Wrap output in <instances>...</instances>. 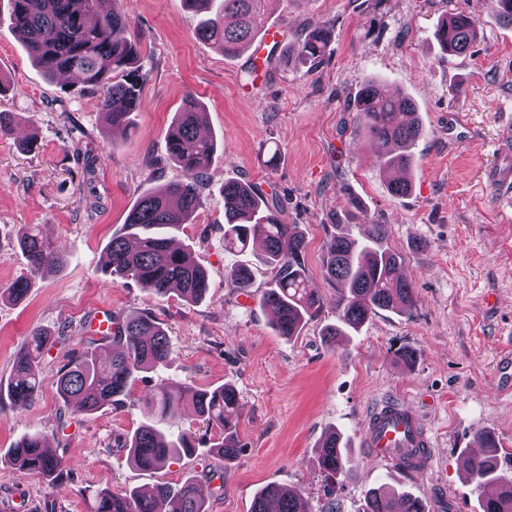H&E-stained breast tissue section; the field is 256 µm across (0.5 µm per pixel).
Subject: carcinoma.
Masks as SVG:
<instances>
[{
  "label": "carcinoma",
  "mask_w": 512,
  "mask_h": 512,
  "mask_svg": "<svg viewBox=\"0 0 512 512\" xmlns=\"http://www.w3.org/2000/svg\"><path fill=\"white\" fill-rule=\"evenodd\" d=\"M495 17L512 26V0H489ZM181 7L199 16L196 36L216 45L226 58H234L258 38V20L274 0H180ZM12 29L29 50L32 59L48 78L64 72L81 77L84 90L95 95L105 123L125 127L131 113L142 104L140 75L134 64L139 43L127 37V23L119 0H9ZM479 21L465 12L445 17L434 32L436 41L449 55H465L478 40ZM333 30L323 27L309 32L297 47V56L317 64L328 53ZM356 129L372 140L376 161L389 173L407 170L413 149L425 135L413 101L403 92L387 95L377 81L362 85L355 96ZM202 112L192 95H187L167 131L168 157L181 177L165 191H146L130 209L125 234L112 237L106 249L104 272L136 282L152 298H164L176 291L190 302L202 299L208 289L206 272L184 249L170 246L165 230L187 224L202 206L199 184L216 152L212 137L198 133ZM336 232L325 243L324 268L336 282L337 324L325 332L336 341L358 331L381 310H407L415 303L413 285L400 277L402 256L387 245L385 224H371L362 236L353 225L336 224ZM20 246L29 263L28 276L9 288L16 299L26 295L29 278L61 266L63 256L53 248L37 225L24 228ZM307 243L296 224H287L275 196H266L254 186L228 180L224 183V250L244 253L258 251L264 263L277 269L272 286L262 296L274 311L271 325L280 335H299L308 320L321 309V298L310 287L303 262ZM227 276L242 291L252 284L248 265L237 263ZM49 336L40 328L30 331L17 355L7 385L0 386L12 404L26 406L39 395V366ZM173 356L167 331L143 311L112 317V347L86 350L59 371L57 393L68 402L80 399L82 411L94 413L117 407L131 392L142 374L166 366ZM191 401L197 415L209 427L222 431L213 451L226 461L238 454V393L231 385L211 389L166 387L146 398L158 418L142 424L124 442L133 463L143 471L156 470L196 447L190 430L178 434L170 428L181 419V406ZM483 451L468 461V475L474 484L480 512H512L500 496L501 486L512 487L497 454L495 435L483 428L474 431ZM339 432L329 433L321 444L319 467L326 481L348 477L355 463L347 448L339 445ZM9 461L23 472L38 473L49 482L61 479L66 470L50 455L39 432L23 435L8 450ZM299 494L286 485L265 486L255 497L251 512H302ZM422 500L389 483L371 489L363 512H423ZM94 512H207L194 481L175 486L160 483L134 487L124 492L102 490L95 496Z\"/></svg>",
  "instance_id": "obj_1"
}]
</instances>
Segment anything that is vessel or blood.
Wrapping results in <instances>:
<instances>
[{
    "mask_svg": "<svg viewBox=\"0 0 512 512\" xmlns=\"http://www.w3.org/2000/svg\"><path fill=\"white\" fill-rule=\"evenodd\" d=\"M495 152L501 164L486 173L483 185L491 193L512 200V138L498 140ZM363 444L374 459L403 472L424 471L433 458L434 437L426 420L400 399L378 403L370 411Z\"/></svg>",
    "mask_w": 512,
    "mask_h": 512,
    "instance_id": "1",
    "label": "vessel or blood"
}]
</instances>
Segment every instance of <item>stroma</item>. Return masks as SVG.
Instances as JSON below:
<instances>
[{
  "mask_svg": "<svg viewBox=\"0 0 512 512\" xmlns=\"http://www.w3.org/2000/svg\"><path fill=\"white\" fill-rule=\"evenodd\" d=\"M120 7L128 38L141 44L143 106L116 131L77 79L45 78L0 25V111L17 119L11 134L0 135V379L9 378L31 328L50 338L36 401L25 408L0 401V512H92L100 490L187 478L208 512H250L270 484L299 491L307 512H362L367 489L384 477L422 497L429 512H479L462 461L476 445L475 428L493 431L501 456L512 455V394L496 377L512 331V210L480 186L512 114V26L495 19L488 0H274L266 18L280 25L281 46L333 28L329 53L313 67L292 52L268 60L266 44L225 58L196 37L198 19L179 0H121ZM457 11L479 18L480 36L469 53L449 56L434 31ZM369 79L407 93L425 127L410 169L414 190L404 197L388 192V175L348 110ZM188 94L202 104V132L218 141L200 187L203 205L173 232L209 275L210 291L196 304L175 292L148 298L103 270L106 246L141 192L178 176L165 137ZM228 180L278 196L285 223L306 236L305 265L322 308L299 336L277 335L262 303L275 269L254 264L246 297L225 278L236 261L224 251ZM352 194L363 203L355 215ZM353 222L387 225L416 304L379 312L331 346L322 332L336 320V285L323 272L324 244L334 225ZM27 224L39 225L65 263L33 278L16 302L7 290L27 275L18 244ZM144 308L163 323L172 361L136 382L123 406L82 414L60 400L62 366L106 346L96 331L102 317ZM406 349L416 352L415 363L401 360ZM224 383L239 393L235 460L207 453L220 432L200 424L187 404L182 426L205 448L155 471L130 463L120 443L152 418L147 392ZM395 398L421 412L436 435L425 472L395 473L359 446L370 409ZM35 429L67 468L56 483L15 472L5 458ZM333 429L348 438L358 469L330 494L318 456Z\"/></svg>",
  "mask_w": 512,
  "mask_h": 512,
  "instance_id": "35a3bbf8",
  "label": "stroma"
}]
</instances>
